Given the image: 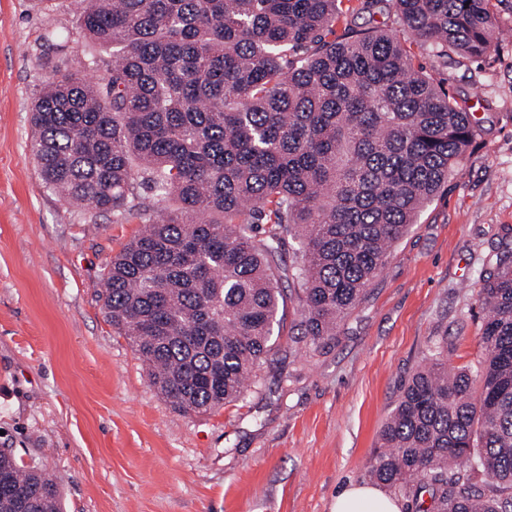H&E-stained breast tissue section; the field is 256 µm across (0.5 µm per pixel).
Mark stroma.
I'll list each match as a JSON object with an SVG mask.
<instances>
[{
    "label": "stroma",
    "instance_id": "obj_1",
    "mask_svg": "<svg viewBox=\"0 0 512 512\" xmlns=\"http://www.w3.org/2000/svg\"><path fill=\"white\" fill-rule=\"evenodd\" d=\"M490 58L411 51L484 131L447 187L392 246L334 339L282 335L244 396L207 414L173 408L114 333L98 278L138 233L61 200L30 156L31 102L83 69L74 0H0V448L56 478L63 512H332L367 482L403 386L447 342L482 358L479 276L512 240V0H490ZM68 35L66 60L44 41Z\"/></svg>",
    "mask_w": 512,
    "mask_h": 512
}]
</instances>
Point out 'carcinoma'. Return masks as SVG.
<instances>
[{
  "label": "carcinoma",
  "instance_id": "carcinoma-1",
  "mask_svg": "<svg viewBox=\"0 0 512 512\" xmlns=\"http://www.w3.org/2000/svg\"><path fill=\"white\" fill-rule=\"evenodd\" d=\"M342 0H81L76 30L112 55L47 83L29 150L46 188L139 234L99 297L179 411L238 400L280 337L282 279L301 335L337 336L480 137L404 40L328 41ZM490 0H361L439 57L487 58ZM166 203L156 211L142 197ZM482 360L438 346L404 385L371 480L431 512H512V246L485 270ZM0 512H60L58 484L0 448Z\"/></svg>",
  "mask_w": 512,
  "mask_h": 512
}]
</instances>
